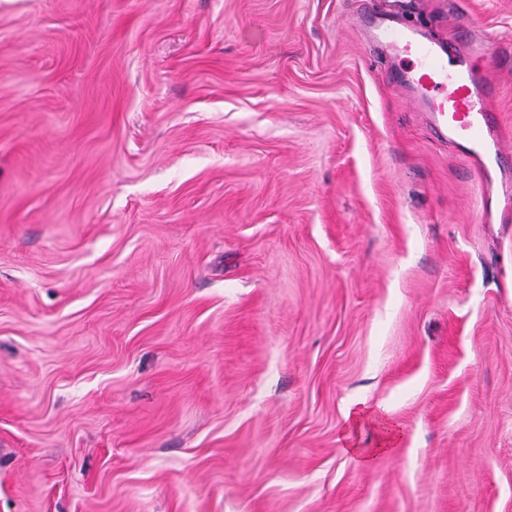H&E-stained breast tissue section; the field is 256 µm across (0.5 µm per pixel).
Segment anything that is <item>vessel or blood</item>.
<instances>
[{
  "label": "vessel or blood",
  "mask_w": 512,
  "mask_h": 512,
  "mask_svg": "<svg viewBox=\"0 0 512 512\" xmlns=\"http://www.w3.org/2000/svg\"><path fill=\"white\" fill-rule=\"evenodd\" d=\"M371 29L374 39L387 48L414 54L401 82L427 107L434 133L472 157L499 161L503 144L489 108L494 88L473 57L450 56L434 39L400 28L389 16L373 17Z\"/></svg>",
  "instance_id": "vessel-or-blood-1"
}]
</instances>
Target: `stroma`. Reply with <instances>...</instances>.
Wrapping results in <instances>:
<instances>
[{
    "label": "stroma",
    "mask_w": 512,
    "mask_h": 512,
    "mask_svg": "<svg viewBox=\"0 0 512 512\" xmlns=\"http://www.w3.org/2000/svg\"><path fill=\"white\" fill-rule=\"evenodd\" d=\"M396 2L0 0V512H512V160L432 136ZM400 23L512 130V0ZM346 419L349 421V424L345 428L343 437L347 441H349L350 438L351 428L358 425L364 419L376 421L382 430L380 443L378 444L377 448H374L372 451L365 455V460H369L379 455L388 453L391 448L395 446L398 437H400L399 428L395 424L391 423L378 411L366 410L354 414L348 412Z\"/></svg>",
    "instance_id": "1"
}]
</instances>
